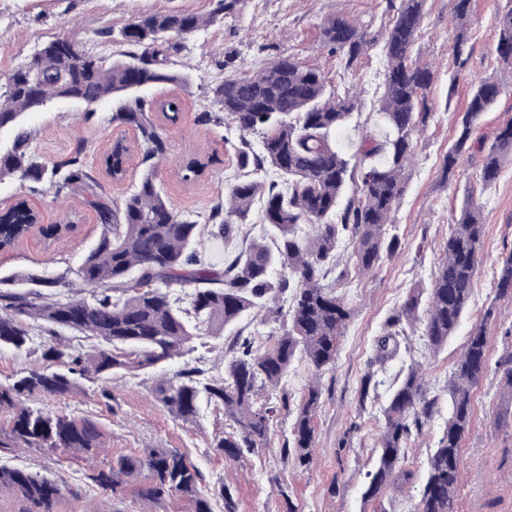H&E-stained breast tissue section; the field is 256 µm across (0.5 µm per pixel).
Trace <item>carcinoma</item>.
I'll use <instances>...</instances> for the list:
<instances>
[{
  "label": "carcinoma",
  "instance_id": "carcinoma-1",
  "mask_svg": "<svg viewBox=\"0 0 512 512\" xmlns=\"http://www.w3.org/2000/svg\"><path fill=\"white\" fill-rule=\"evenodd\" d=\"M239 2L216 0L207 17L177 11L142 13L120 30L128 50L110 62L75 41H49L41 48L47 56L43 65H24L0 86V132L11 137V145L0 149V179L18 173L24 181L46 182L56 200L78 185L95 182L83 140L52 164L28 149L32 132L25 116L32 111L34 95L46 102L112 100V121L138 131L146 147L144 161L150 162L132 191L110 205H97L101 232L75 271L90 297L62 291L61 280L30 271L12 274V287H0V349L29 351L34 326L54 338L43 345L42 366L0 382V411L9 413L8 430L0 429V448L91 457L102 445L97 420L33 407L29 401L45 395L64 398L80 390L84 380L98 383L99 396L110 400L113 376L163 367L183 357L195 341L228 334L234 337L233 355L224 361V373L206 378L205 370L185 362L152 389L155 401L185 423L196 420L204 401L222 408L232 431L224 432L217 448L225 459L238 462L245 453L268 447L269 421L277 409L273 395L300 356L312 374L295 410L291 443L295 463L310 465L321 376L335 365L352 314L336 291L346 275V270H338L339 250L353 246L350 259L360 272L395 253L397 239L389 235L391 214L414 160V137L432 116L425 97L434 79L432 69L412 59L426 0H385L389 24L380 40L370 33L369 23L336 15L321 24L322 43L345 73L378 44L384 56L375 122L362 129L352 152L336 143V133L350 124L359 97L293 58L274 59L251 74L227 75L212 89L219 111H204L198 120L236 126L241 133L237 167L243 174L224 187V203L209 214L208 231L170 205L158 174L168 155L167 141L152 118L154 103L136 92L158 84L186 85L188 77L167 69L151 48L173 34L189 36L234 15ZM470 12L471 0H455L453 55L461 67L470 55ZM498 29L499 60L512 70V11L498 19ZM500 93L497 82L484 80L475 87L444 159L445 180L452 179L460 158L472 148L484 153L478 178L485 186L498 178L504 162L512 163V123L500 128L487 148L476 138L483 113ZM256 133L261 135L258 152L247 139ZM130 149L124 139L114 142L105 158L109 172L123 177ZM209 165L199 157L185 160L182 179L201 176ZM349 183L356 189L345 200ZM257 200L263 210L255 236L251 228L242 230V224ZM60 232L40 225L24 199L0 212L1 249L29 236L47 238ZM206 232L226 244L241 232L252 239L225 259L224 270L218 272L197 249ZM483 234L481 211L465 205L430 287L413 289L386 322L385 333L376 341L379 359L393 357L406 327L417 323L430 349L448 343L471 300ZM497 293L512 297V253L499 264ZM260 313L263 320L279 324L264 349L253 347L236 329L244 316ZM60 329L95 344L89 351L73 346L63 340ZM487 371V336L480 325L470 331L448 379V423L428 458L414 512H456L461 445L473 417L472 389ZM498 372L503 382L499 423L512 421V351L498 362ZM434 408L420 364L414 362L397 380L384 407L376 466L368 473L364 500L411 483L412 472L400 462L412 430H421ZM142 474L139 501L158 503L178 495L188 500L191 512H213L209 498L198 489L199 469L175 450L147 448L141 454L120 455L90 480L115 492L122 478ZM5 488L35 503L41 512H55V504L72 492L60 479L0 465V489Z\"/></svg>",
  "mask_w": 512,
  "mask_h": 512
}]
</instances>
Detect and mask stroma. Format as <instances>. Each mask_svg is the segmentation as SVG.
Masks as SVG:
<instances>
[{
	"label": "stroma",
	"instance_id": "35a3bbf8",
	"mask_svg": "<svg viewBox=\"0 0 512 512\" xmlns=\"http://www.w3.org/2000/svg\"><path fill=\"white\" fill-rule=\"evenodd\" d=\"M454 0H427L423 28L413 56L435 68L427 91L433 116L415 137L417 160L408 170L404 193L392 214L391 234L399 250L383 257L369 274L350 270L338 289L353 309L340 339L335 366L321 378L323 395L314 419L315 457L309 467H297L285 446L291 438L294 416L311 375L306 363L296 362L283 387L287 401L270 423L268 447L246 454L229 464L217 449L229 422L223 409L202 405L197 421L174 419L151 396L161 369L117 375L111 400L100 399L97 385L85 381L72 396L39 397V407L66 410L98 420L104 431V450L97 458L105 467L122 454L147 448L175 449L200 470L199 489L212 498L214 512H224L220 485L231 487L238 512H286L294 502L300 512H413L418 490L426 475L427 460L436 448L448 421V377L464 350L472 325H486L488 372L473 390V418L462 443V480L456 499L457 512H512V425H496L499 412L497 363L512 350V299L497 295L495 271L502 258L512 253V164L505 165L489 187L476 179L481 153L465 155L450 182H442L441 168L454 142L460 118L475 85L483 80L501 84L494 106L484 113L478 131L493 141L499 128L512 122V72L498 58L497 19L512 9V0H472L469 18L471 55L465 68H457L452 54L456 31ZM213 0H0V81L21 65L30 63L48 41L72 37L93 52L112 57L120 46L104 42L99 31L120 30L137 14L182 11L210 13ZM382 0H241L235 17L220 19L196 33L178 39L168 50L171 69L187 74L186 86H158L146 91L151 101L175 99L181 118L170 123L162 116L154 121L167 136L170 160L159 172L171 206L191 220L204 222L213 206L224 199V182L237 171L235 148L240 132L232 123H198V115L211 107L210 87L228 71L240 66L256 69L259 63L290 57L303 66L327 74L332 84L355 86L360 94L362 117L377 108L383 60L378 49H369L354 73L343 74L335 56L321 43L320 26L340 14L371 23L373 34H382L389 18ZM111 103L93 109L64 99L52 100L38 112L28 113L26 125L33 132L30 149L43 160L67 157L78 142H86V158L95 185L71 192L65 206H57L44 185L10 176L0 179V208L26 198L37 204L45 223H59L71 216L77 229L55 242L37 236L0 251V276L32 271L46 278L73 281L74 271L100 233L97 200H116L130 192L143 170L144 151L137 133L112 121ZM126 138L133 145L128 173L116 182L101 165L113 140ZM212 158L206 174L183 181L177 163L184 156ZM482 212L484 235L481 262L466 315L447 345L433 351L420 336L410 337L397 356L379 361L375 341L386 319L405 299L410 288L429 287L443 257L451 224L463 203ZM420 363L428 381V396L435 412L421 433L412 434L402 462L412 471L410 488L388 489L374 502L362 493L376 458L375 437L383 424V408L389 389L412 363ZM376 372L377 391L359 401L362 377ZM0 464L40 471L65 481L71 494L61 498L55 512H138L137 482L118 491L99 489L88 478L90 469L80 455L45 456L30 449L0 448Z\"/></svg>",
	"mask_w": 512,
	"mask_h": 512
}]
</instances>
